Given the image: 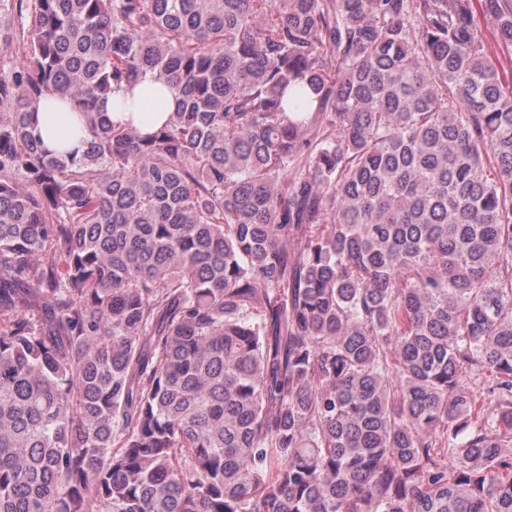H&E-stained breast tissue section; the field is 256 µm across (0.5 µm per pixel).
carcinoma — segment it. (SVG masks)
I'll return each instance as SVG.
<instances>
[{
  "instance_id": "obj_1",
  "label": "carcinoma",
  "mask_w": 512,
  "mask_h": 512,
  "mask_svg": "<svg viewBox=\"0 0 512 512\" xmlns=\"http://www.w3.org/2000/svg\"><path fill=\"white\" fill-rule=\"evenodd\" d=\"M478 11L512 50V0H0V512H512ZM175 108L173 95L149 75L141 77L130 89L112 95L103 105L112 123L132 124L142 134H150L159 128ZM35 127L41 134L44 148L51 153H63L82 148L87 129L78 112L47 97L42 99L34 114Z\"/></svg>"
}]
</instances>
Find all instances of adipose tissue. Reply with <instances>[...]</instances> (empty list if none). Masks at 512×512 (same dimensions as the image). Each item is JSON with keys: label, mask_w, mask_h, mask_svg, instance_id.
<instances>
[{"label": "adipose tissue", "mask_w": 512, "mask_h": 512, "mask_svg": "<svg viewBox=\"0 0 512 512\" xmlns=\"http://www.w3.org/2000/svg\"><path fill=\"white\" fill-rule=\"evenodd\" d=\"M175 108L176 102L169 90L147 75L131 88L112 95L103 105L112 123L133 125L144 134L164 124ZM34 122L44 147L54 153L82 147L87 136L81 116L50 97L38 103Z\"/></svg>", "instance_id": "obj_1"}]
</instances>
